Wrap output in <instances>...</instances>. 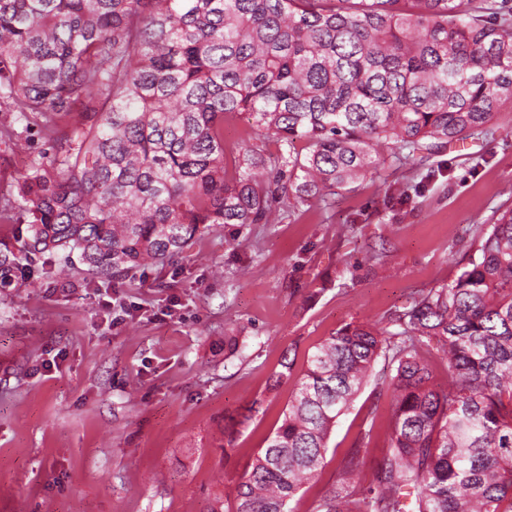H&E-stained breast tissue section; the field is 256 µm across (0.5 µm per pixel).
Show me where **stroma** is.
Segmentation results:
<instances>
[{
    "instance_id": "stroma-1",
    "label": "stroma",
    "mask_w": 512,
    "mask_h": 512,
    "mask_svg": "<svg viewBox=\"0 0 512 512\" xmlns=\"http://www.w3.org/2000/svg\"><path fill=\"white\" fill-rule=\"evenodd\" d=\"M0 112V201L52 150L38 127L15 149ZM416 184L410 205L387 187ZM512 204V112L488 135L411 168L387 167L330 205L278 224H217L175 262L101 284L46 255L30 283L0 288V512H222L277 426L293 384L345 323H381L451 281L493 211ZM379 265L365 261L370 252ZM53 279H45L43 267ZM243 418L225 451L224 422ZM392 410L367 381L331 433L326 464L294 512L335 484L364 428L363 481L387 448Z\"/></svg>"
}]
</instances>
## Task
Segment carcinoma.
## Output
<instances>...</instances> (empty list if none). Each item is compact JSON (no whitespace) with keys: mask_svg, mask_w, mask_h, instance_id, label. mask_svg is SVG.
I'll list each match as a JSON object with an SVG mask.
<instances>
[{"mask_svg":"<svg viewBox=\"0 0 512 512\" xmlns=\"http://www.w3.org/2000/svg\"><path fill=\"white\" fill-rule=\"evenodd\" d=\"M0 105L66 130L0 215L27 225L0 274L77 256L103 283L179 258L209 224H273L389 164L414 166L512 112L508 0H0ZM254 143L229 157L224 118ZM305 143V152L295 142ZM277 145L278 166L265 147ZM323 339L227 512H293L336 420L391 364L388 448L371 429L313 512H512V206L456 278ZM448 361L431 384L429 360ZM293 362L269 377L275 390Z\"/></svg>","mask_w":512,"mask_h":512,"instance_id":"1","label":"carcinoma"}]
</instances>
